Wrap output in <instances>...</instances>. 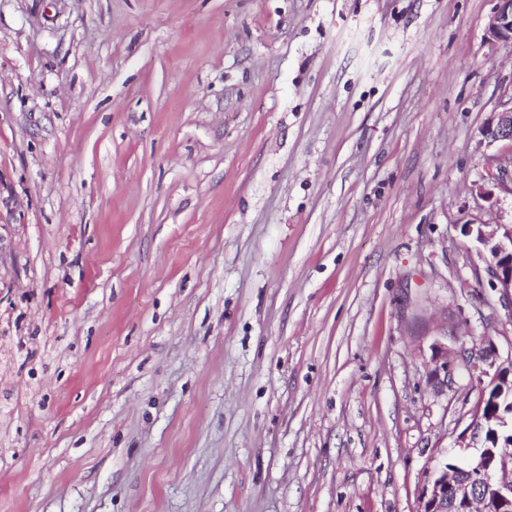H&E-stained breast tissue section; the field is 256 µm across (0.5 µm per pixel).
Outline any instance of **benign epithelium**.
Segmentation results:
<instances>
[{"mask_svg":"<svg viewBox=\"0 0 512 512\" xmlns=\"http://www.w3.org/2000/svg\"><path fill=\"white\" fill-rule=\"evenodd\" d=\"M487 32L496 40H512V0H498ZM482 135L490 143L512 142V106L494 113ZM472 232L478 242L488 247L492 257L488 273L495 286L504 298H512V227L499 239L481 228L467 230ZM457 354L468 359L471 370L480 369L482 363L492 367L497 361L491 346L476 357L463 347ZM500 419L499 412L486 410L484 403H479L469 426L471 442L463 445L465 449L475 448V456L461 465L444 463L428 471L419 496L422 512H512V480L498 476L501 462L512 459V438L492 446L485 439L488 427Z\"/></svg>","mask_w":512,"mask_h":512,"instance_id":"1","label":"benign epithelium"}]
</instances>
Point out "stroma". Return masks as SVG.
Segmentation results:
<instances>
[{
    "instance_id": "stroma-1",
    "label": "stroma",
    "mask_w": 512,
    "mask_h": 512,
    "mask_svg": "<svg viewBox=\"0 0 512 512\" xmlns=\"http://www.w3.org/2000/svg\"><path fill=\"white\" fill-rule=\"evenodd\" d=\"M497 5L0 0V512H420L440 346L512 359ZM493 113L494 115L482 129L483 137L488 143L497 141L512 142V106ZM476 240L489 247L493 263L489 266L488 273L496 288H500L502 296L506 299L510 297L512 303V227L497 241L493 234L477 228Z\"/></svg>"
}]
</instances>
